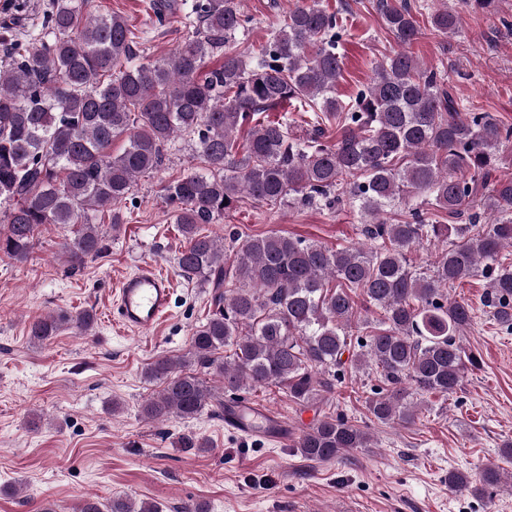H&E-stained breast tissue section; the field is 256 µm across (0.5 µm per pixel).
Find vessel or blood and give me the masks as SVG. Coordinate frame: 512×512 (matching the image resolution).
I'll use <instances>...</instances> for the list:
<instances>
[{"instance_id":"vessel-or-blood-1","label":"vessel or blood","mask_w":512,"mask_h":512,"mask_svg":"<svg viewBox=\"0 0 512 512\" xmlns=\"http://www.w3.org/2000/svg\"><path fill=\"white\" fill-rule=\"evenodd\" d=\"M175 297L171 277L145 265L122 277L115 291L113 320L122 328L146 332L155 328L170 312ZM225 426L257 438L288 440V424L276 412L242 400L224 407Z\"/></svg>"}]
</instances>
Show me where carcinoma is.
<instances>
[{"instance_id":"carcinoma-1","label":"carcinoma","mask_w":512,"mask_h":512,"mask_svg":"<svg viewBox=\"0 0 512 512\" xmlns=\"http://www.w3.org/2000/svg\"><path fill=\"white\" fill-rule=\"evenodd\" d=\"M244 0H193L187 34L166 58L137 59L140 37L119 13L92 15L90 0H51L41 30L22 40L0 28L8 61L0 67V253L26 261L43 224H73L65 252L74 266L101 257L105 232L95 214L112 212L139 176L160 169L170 145L188 138L203 163L167 181L163 195L184 238L180 274L213 289L216 310L193 334L188 352L164 356L145 376L163 388L142 414L151 420L195 419L213 398L191 370L216 375L224 390L258 385L285 388L299 404L329 389L346 369L376 370L385 391L366 399L375 420L412 424L414 396H450L476 366L461 334L474 306L447 288L474 277L487 280L483 307L512 333V265L500 250L512 246V177H495L499 151L512 126L487 112L463 117L453 87L410 51L421 34L413 0H378L399 49L378 63L371 82L346 105L336 96L345 33L337 12L317 0H295L271 37L245 57L224 45L248 30ZM176 0H153L158 23L176 13ZM443 36L460 23L448 6L429 15ZM224 51L216 68L204 59ZM296 101L310 108L313 137L290 135L279 120L256 115ZM336 123V139H324ZM248 128L242 146L236 132ZM126 137L117 153L112 143ZM413 194L424 196L404 221L383 218ZM244 197L267 205L348 202L364 220L368 245L330 250L271 233L246 238L236 251L200 233V225L230 214ZM466 224H437L428 209ZM448 248L431 268L413 266L426 240ZM381 310L371 322L358 305ZM65 324L84 332L94 315L61 312L34 319L29 338L43 343ZM229 357L216 356L222 348ZM180 448L207 451L193 433ZM371 446V435L342 415L325 414L295 441L311 461ZM502 472L486 469L474 484L448 473V487L479 495ZM76 512H158L116 497L81 500Z\"/></svg>"}]
</instances>
